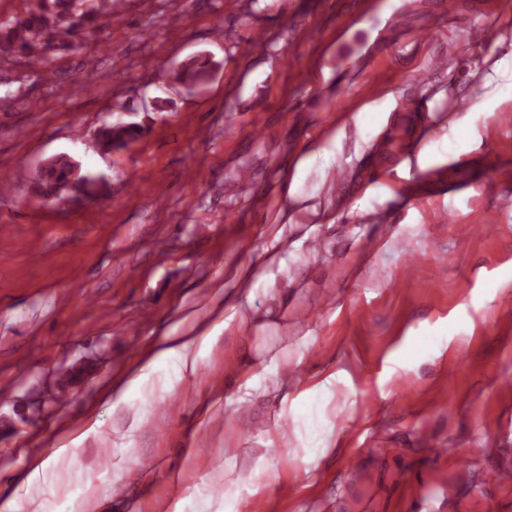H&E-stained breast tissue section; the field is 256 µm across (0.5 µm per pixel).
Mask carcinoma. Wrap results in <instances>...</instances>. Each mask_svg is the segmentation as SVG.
<instances>
[{"instance_id": "1", "label": "carcinoma", "mask_w": 512, "mask_h": 512, "mask_svg": "<svg viewBox=\"0 0 512 512\" xmlns=\"http://www.w3.org/2000/svg\"><path fill=\"white\" fill-rule=\"evenodd\" d=\"M75 0H34L23 17L0 23V43L17 46L29 56L39 69L45 68V50L65 35H73L72 28L64 23L70 17H77L86 28H92L98 19L111 13L104 0H96L81 14L74 12ZM134 133L119 130L112 125L100 129L97 145L103 151L128 143ZM88 179L77 175L76 166L65 156L49 160L40 170L39 194L45 199L65 200L76 185H85Z\"/></svg>"}]
</instances>
